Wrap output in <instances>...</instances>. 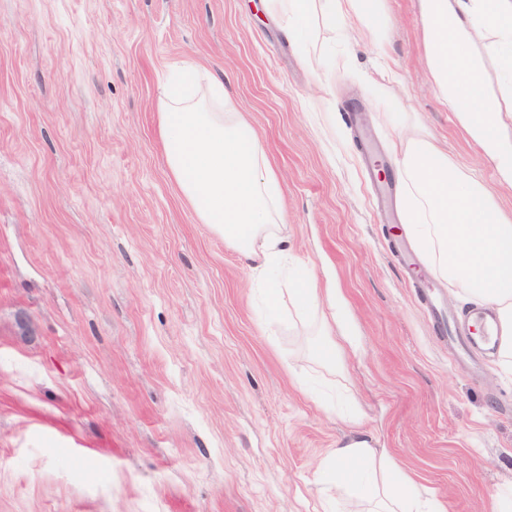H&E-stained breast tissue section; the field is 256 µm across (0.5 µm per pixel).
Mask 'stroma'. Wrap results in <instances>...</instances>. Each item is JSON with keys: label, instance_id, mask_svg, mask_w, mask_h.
<instances>
[{"label": "stroma", "instance_id": "1", "mask_svg": "<svg viewBox=\"0 0 512 512\" xmlns=\"http://www.w3.org/2000/svg\"><path fill=\"white\" fill-rule=\"evenodd\" d=\"M382 11L299 38L267 0H0V512H322L354 431L450 512H491L512 379L491 356L455 367L367 167L420 131L511 218L512 191L437 94L416 0ZM185 60L254 127L290 262L336 281L358 345L335 365L290 296L267 318L169 171L157 103Z\"/></svg>", "mask_w": 512, "mask_h": 512}]
</instances>
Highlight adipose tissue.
<instances>
[{
	"label": "adipose tissue",
	"instance_id": "ef3b65f1",
	"mask_svg": "<svg viewBox=\"0 0 512 512\" xmlns=\"http://www.w3.org/2000/svg\"><path fill=\"white\" fill-rule=\"evenodd\" d=\"M433 82L445 104L479 144L501 184L512 188V0H417ZM491 40L500 53L501 93L482 94L483 69L470 46ZM159 136L170 173L197 217L213 225L247 261L269 309L282 290L273 273L288 250L281 233L283 194L276 172L251 126L209 77L204 95L174 83L158 102ZM407 232L433 270L477 301L490 305L499 330L497 364L512 374V220L488 204L474 174H452L448 155L414 134L400 146ZM300 317L316 321V359L335 363L337 336L355 343L335 280L318 283L302 268L288 277ZM332 484L344 512H448V504L420 490L387 449L349 436L332 453Z\"/></svg>",
	"mask_w": 512,
	"mask_h": 512
}]
</instances>
